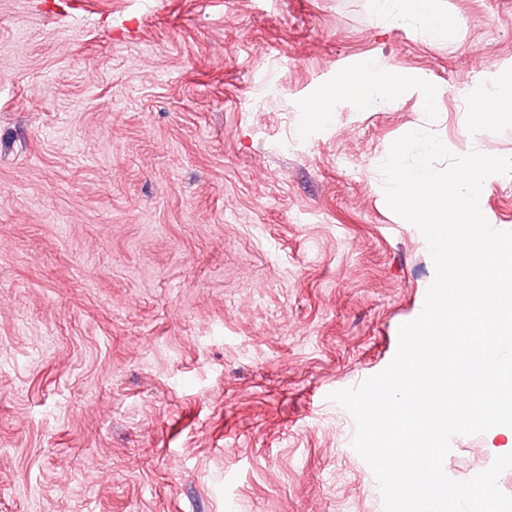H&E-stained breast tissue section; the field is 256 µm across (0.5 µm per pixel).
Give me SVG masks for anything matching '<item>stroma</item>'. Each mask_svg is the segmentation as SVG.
I'll return each instance as SVG.
<instances>
[{
	"label": "stroma",
	"mask_w": 512,
	"mask_h": 512,
	"mask_svg": "<svg viewBox=\"0 0 512 512\" xmlns=\"http://www.w3.org/2000/svg\"><path fill=\"white\" fill-rule=\"evenodd\" d=\"M442 36L376 0H0V512H383L331 400L385 369L434 264L380 170L473 125L512 67V0H442ZM366 60L374 109L306 106ZM437 94L422 101V86ZM483 214L512 231V179ZM505 436L458 435L463 481Z\"/></svg>",
	"instance_id": "35a3bbf8"
}]
</instances>
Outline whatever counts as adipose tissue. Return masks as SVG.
<instances>
[{"instance_id": "adipose-tissue-1", "label": "adipose tissue", "mask_w": 512, "mask_h": 512, "mask_svg": "<svg viewBox=\"0 0 512 512\" xmlns=\"http://www.w3.org/2000/svg\"><path fill=\"white\" fill-rule=\"evenodd\" d=\"M381 12L394 22L417 21L423 32L439 34L455 27L456 18L442 9L440 0H381ZM407 79L386 77L375 62H365L355 79H345L317 95L312 110L321 118L331 116L339 99L353 97L360 105L373 107L396 100L406 89Z\"/></svg>"}]
</instances>
